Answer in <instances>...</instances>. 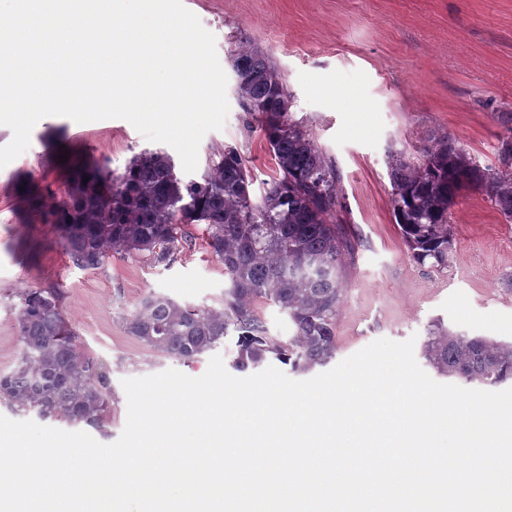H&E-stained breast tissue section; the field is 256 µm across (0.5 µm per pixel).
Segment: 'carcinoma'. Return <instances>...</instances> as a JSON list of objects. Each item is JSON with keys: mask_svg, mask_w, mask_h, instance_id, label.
I'll return each mask as SVG.
<instances>
[{"mask_svg": "<svg viewBox=\"0 0 512 512\" xmlns=\"http://www.w3.org/2000/svg\"><path fill=\"white\" fill-rule=\"evenodd\" d=\"M231 58L237 93L246 112L264 118L277 167L260 197L232 147L212 151L200 178L188 181L167 153L145 150L121 171L106 161L77 167L66 198L52 209V224L73 263L86 270L114 255L145 252L153 264L168 266L190 242L185 225H206L207 244L224 265L223 307L151 294L124 320L126 333L184 361L235 336L240 371L274 358L308 372L336 357L343 257L353 250L343 228L328 222L339 205V175L335 162L291 119L288 89L268 53L239 40ZM422 153L419 165L389 156L394 217L413 259L442 269L452 246L450 210L462 190L481 191L512 221V141L503 142L494 168L481 167L449 136ZM19 297L22 351L11 371H0V401L18 415L105 430L113 400L109 371L80 350L57 294L27 288ZM260 303L287 313L291 336L270 334ZM423 356L438 374L467 384L512 381V342L462 335L439 323L429 330Z\"/></svg>", "mask_w": 512, "mask_h": 512, "instance_id": "obj_1", "label": "carcinoma"}]
</instances>
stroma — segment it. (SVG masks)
<instances>
[{
	"instance_id": "1",
	"label": "stroma",
	"mask_w": 512,
	"mask_h": 512,
	"mask_svg": "<svg viewBox=\"0 0 512 512\" xmlns=\"http://www.w3.org/2000/svg\"><path fill=\"white\" fill-rule=\"evenodd\" d=\"M216 39L227 76L222 129L198 149L236 148L253 192L275 174L261 123L245 112L228 61L233 41L264 48L292 100L290 115L332 158L340 176L334 223L354 249L346 256L337 360L375 340L424 344L439 320L472 335L512 341V222L485 196L459 194L451 210L446 269L416 263L395 222L389 155L420 163L421 148L447 135L483 165L495 166L512 128V0H183ZM36 152L0 168V370L20 354L16 315L27 288L55 292L84 350L108 369L115 399L100 443H114L127 420L122 382L177 370L203 375L211 355L187 362L154 352L123 329L140 300L167 294L190 305L222 306L224 267L204 227L189 225L191 248L164 269L146 256H112L97 270L73 264L45 208L67 196L79 164L123 169L158 149L130 122L78 123L47 116L34 126ZM67 160H59L60 150Z\"/></svg>"
}]
</instances>
